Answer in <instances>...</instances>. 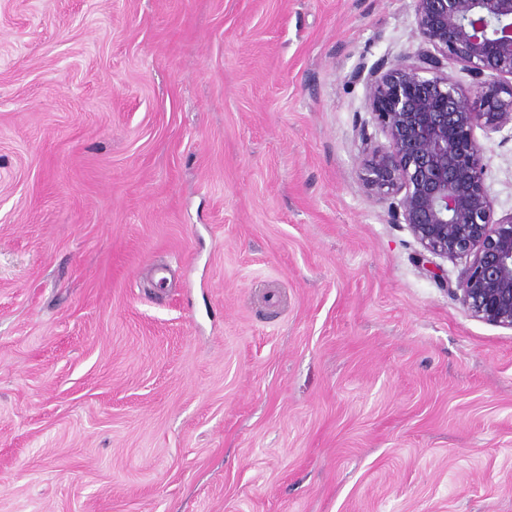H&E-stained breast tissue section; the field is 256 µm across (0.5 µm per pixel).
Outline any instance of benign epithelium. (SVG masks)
<instances>
[{
  "label": "benign epithelium",
  "instance_id": "7a95c632",
  "mask_svg": "<svg viewBox=\"0 0 512 512\" xmlns=\"http://www.w3.org/2000/svg\"><path fill=\"white\" fill-rule=\"evenodd\" d=\"M420 48L355 79L388 145L368 149L363 180L393 199L394 220L435 259L463 260L452 293L474 318L512 329V212L494 217L473 132L512 126V0H413ZM472 78L461 88L448 68Z\"/></svg>",
  "mask_w": 512,
  "mask_h": 512
}]
</instances>
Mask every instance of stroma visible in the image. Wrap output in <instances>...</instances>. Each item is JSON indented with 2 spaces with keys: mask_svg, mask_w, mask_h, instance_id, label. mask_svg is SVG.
<instances>
[{
  "mask_svg": "<svg viewBox=\"0 0 512 512\" xmlns=\"http://www.w3.org/2000/svg\"><path fill=\"white\" fill-rule=\"evenodd\" d=\"M419 44L413 0H0V512H512V330L362 179L352 75Z\"/></svg>",
  "mask_w": 512,
  "mask_h": 512,
  "instance_id": "obj_1",
  "label": "stroma"
}]
</instances>
